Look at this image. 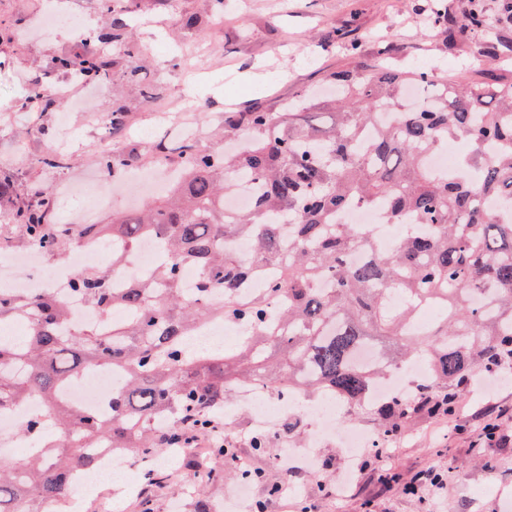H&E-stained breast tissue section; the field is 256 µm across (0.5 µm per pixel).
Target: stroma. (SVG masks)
I'll return each mask as SVG.
<instances>
[{
	"instance_id": "35a3bbf8",
	"label": "stroma",
	"mask_w": 512,
	"mask_h": 512,
	"mask_svg": "<svg viewBox=\"0 0 512 512\" xmlns=\"http://www.w3.org/2000/svg\"><path fill=\"white\" fill-rule=\"evenodd\" d=\"M481 2L487 16L482 30L457 31L456 18ZM39 0H0V20L11 23L12 33L0 37V173H10L22 184L60 186L80 181L99 169L97 113L111 112L123 104L131 118L123 134L126 152L143 165L157 168L158 180L167 171L147 146L159 140L162 129L153 127L154 108L176 109L180 99L191 100L193 121L203 128V142L213 151L224 150V115L259 108L283 111L288 101L309 88L326 90L337 70L355 61L372 63L378 42L393 46L405 64L430 66L439 77L460 85L495 74L512 80V15L503 0H448V18L439 22L425 13L426 0H224L223 13L214 12L211 0H140L131 25L146 58L141 72L156 89L146 101L137 85L123 80L127 61L120 46L103 45L116 61V77L99 86L94 111L69 112L63 100L35 113L27 124L8 123L31 88H52L65 77L52 69V60L80 50L83 29L60 26L52 38L28 36ZM196 16V28L182 20ZM499 50L477 67L472 55L485 41ZM358 42L360 58L350 57L348 45ZM66 141L72 162L62 170L34 168L33 158L59 141ZM502 411V436L488 440L483 412L487 405ZM216 421L224 439L245 461L246 468L262 472L249 501L239 502L246 512L249 502L262 501L266 512H279L278 498L268 496L272 485L287 484L289 501L307 512H512V380L499 379L494 390L468 392L453 415L421 413L402 428L395 452L385 472L398 481L384 484V472L365 469L354 481L337 487L336 480L352 462L342 449L325 445L317 451L322 468L314 475L287 480L273 454L251 447L253 431L247 418ZM212 438L199 439L188 449L181 465L169 468L167 482L151 486L140 480L138 453H129L121 471L137 485L141 496L130 512H196L206 506L219 512L226 494L235 486L231 476L205 481L201 469L212 458L203 449ZM448 472V487L426 499L407 494L403 485L433 468Z\"/></svg>"
}]
</instances>
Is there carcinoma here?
<instances>
[{
  "instance_id": "cac0c4a2",
  "label": "carcinoma",
  "mask_w": 512,
  "mask_h": 512,
  "mask_svg": "<svg viewBox=\"0 0 512 512\" xmlns=\"http://www.w3.org/2000/svg\"><path fill=\"white\" fill-rule=\"evenodd\" d=\"M133 2L103 0L107 30L82 38L121 45L131 81L142 53L129 35ZM389 51L377 46L375 72L332 75L342 87L337 98L307 92L284 112L224 119V137L249 136L244 149L222 154L181 145L182 184L110 226L87 224L75 234L54 223L47 188L0 176L11 223L47 254L64 252L74 234L112 239L114 266L145 239L162 250L151 277L128 288L109 287L93 266L75 271L73 293L111 323L106 331L72 326L66 301L50 291L0 288V319L28 327L21 343L0 340V413L37 397L60 432L44 440L39 413L23 425L41 451L0 457V512H43L67 499L73 472L95 467L91 448L153 454L160 443L152 420L165 415L181 424L175 447H191L210 433L240 376L273 393L288 382L339 398L359 414L378 374L427 357L432 380L379 406L380 456L415 415L452 414L475 372L512 366V221L501 222L489 207L494 196L512 200V81L458 89L429 70L394 66ZM52 68L101 83L111 63L84 52L59 56ZM391 108L406 114L397 127L380 119ZM323 113L335 121L319 124ZM450 140L467 145L461 163L476 181L441 179L428 167V157ZM100 161L115 172L131 158L117 149ZM240 170L254 177L257 196L250 211L230 214L224 200ZM354 204L381 205L387 221L409 216L415 227L396 251L371 248L353 264L351 251L367 242L365 231L336 217ZM238 239L248 241L250 257L226 248ZM187 266L200 269L196 299L181 288ZM425 303L441 305L442 316L418 331L415 317ZM215 321L242 330L232 352L192 344L195 330ZM365 348L379 351L376 364L359 362ZM105 366L123 372L125 382L103 408L60 399L78 374Z\"/></svg>"
}]
</instances>
